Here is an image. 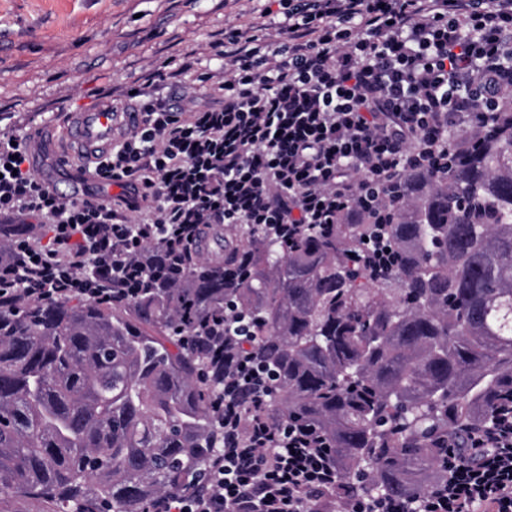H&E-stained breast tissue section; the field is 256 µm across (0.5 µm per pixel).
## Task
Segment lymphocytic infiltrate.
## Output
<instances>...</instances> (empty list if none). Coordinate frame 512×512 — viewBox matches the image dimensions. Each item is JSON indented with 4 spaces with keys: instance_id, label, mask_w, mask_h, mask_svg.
<instances>
[{
    "instance_id": "lymphocytic-infiltrate-1",
    "label": "lymphocytic infiltrate",
    "mask_w": 512,
    "mask_h": 512,
    "mask_svg": "<svg viewBox=\"0 0 512 512\" xmlns=\"http://www.w3.org/2000/svg\"><path fill=\"white\" fill-rule=\"evenodd\" d=\"M281 2L269 33L211 42L220 68L144 75L136 122L81 168L112 199L59 197L32 166L35 134L0 133V222L23 226L0 257V303L135 297L158 255L198 254L213 224L288 239L360 224L377 266L408 170L441 173L450 146L512 112V0ZM188 74L180 101L158 96ZM244 321L229 304L205 336H183L206 347L202 379L222 381L211 412L224 446L202 489L148 512H512V402L495 427L469 429L466 449L445 448L446 479L415 499L347 497L334 449L272 421Z\"/></svg>"
}]
</instances>
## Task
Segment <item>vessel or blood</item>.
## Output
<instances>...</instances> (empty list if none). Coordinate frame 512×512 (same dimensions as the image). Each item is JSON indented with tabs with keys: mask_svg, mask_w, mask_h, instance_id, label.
<instances>
[{
	"mask_svg": "<svg viewBox=\"0 0 512 512\" xmlns=\"http://www.w3.org/2000/svg\"><path fill=\"white\" fill-rule=\"evenodd\" d=\"M134 119L133 113L114 109L106 101L94 109L70 113L65 127L78 152L91 155L110 149L120 130Z\"/></svg>",
	"mask_w": 512,
	"mask_h": 512,
	"instance_id": "vessel-or-blood-1",
	"label": "vessel or blood"
}]
</instances>
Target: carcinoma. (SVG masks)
I'll return each mask as SVG.
<instances>
[{"mask_svg": "<svg viewBox=\"0 0 512 512\" xmlns=\"http://www.w3.org/2000/svg\"><path fill=\"white\" fill-rule=\"evenodd\" d=\"M448 173L406 175L373 277L362 229L337 224L295 241L262 236L249 274L178 259L148 292L112 304H0V495L56 512H146L198 486L222 437L185 349L233 300L258 336L276 422L336 449L348 490L412 499L440 475L443 440L492 428L512 401V116L478 133Z\"/></svg>", "mask_w": 512, "mask_h": 512, "instance_id": "cac0c4a2", "label": "carcinoma"}]
</instances>
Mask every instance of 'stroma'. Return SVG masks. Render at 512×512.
<instances>
[{
  "mask_svg": "<svg viewBox=\"0 0 512 512\" xmlns=\"http://www.w3.org/2000/svg\"><path fill=\"white\" fill-rule=\"evenodd\" d=\"M263 0H0L2 130L41 131L40 174H56L59 116L96 107L103 90L194 56L212 67L215 32L257 23Z\"/></svg>",
  "mask_w": 512,
  "mask_h": 512,
  "instance_id": "obj_1",
  "label": "stroma"
}]
</instances>
